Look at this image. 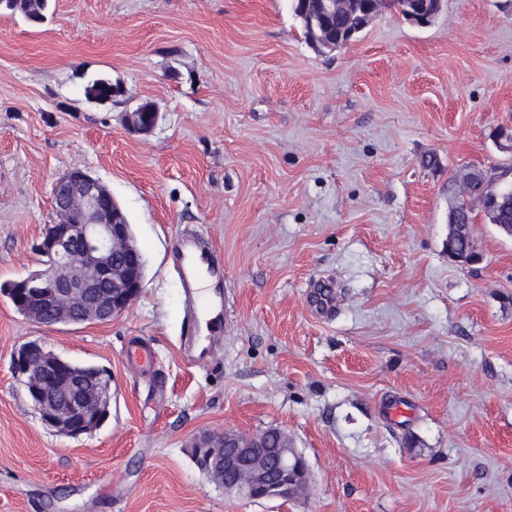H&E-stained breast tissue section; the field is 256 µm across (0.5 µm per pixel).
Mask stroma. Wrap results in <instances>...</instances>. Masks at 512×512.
I'll list each match as a JSON object with an SVG mask.
<instances>
[{
	"label": "stroma",
	"mask_w": 512,
	"mask_h": 512,
	"mask_svg": "<svg viewBox=\"0 0 512 512\" xmlns=\"http://www.w3.org/2000/svg\"><path fill=\"white\" fill-rule=\"evenodd\" d=\"M127 98L89 101L87 81ZM160 113L148 135L128 101ZM512 0L392 13L318 51L289 0H51L0 11V288L38 270L54 181L82 169L128 214L141 293L107 324L47 327L0 292V512H512V237L448 257L453 173L512 161ZM438 160L433 168L423 156ZM219 253L218 316L185 348L173 262ZM151 369L126 356L135 339ZM37 342L112 376L104 424L45 426L12 371ZM285 430L305 497L226 495L200 431ZM49 0H12L9 14L18 16L32 25H39L47 17ZM453 228V225H448V257L461 267H469L480 263L483 259V255L473 235V225L471 224L472 237L469 241V246L463 251H455L451 246V243L454 241L452 234Z\"/></svg>",
	"instance_id": "35a3bbf8"
}]
</instances>
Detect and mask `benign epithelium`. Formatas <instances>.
<instances>
[{
  "label": "benign epithelium",
  "mask_w": 512,
  "mask_h": 512,
  "mask_svg": "<svg viewBox=\"0 0 512 512\" xmlns=\"http://www.w3.org/2000/svg\"><path fill=\"white\" fill-rule=\"evenodd\" d=\"M159 121L155 107L137 104L124 113L132 133L150 134ZM55 219L35 245L43 267L4 289L15 309L46 326L106 324L127 311L141 292L144 275L119 257L136 248L112 192L81 169L53 185ZM461 267L482 261L472 238L462 251L448 247ZM17 376L43 423L76 438L99 429L109 415L112 378L103 370L78 369L44 347L26 344L13 361ZM259 434L226 429L193 439L196 460L224 493L249 500H292L304 496L310 473L304 457L286 445L268 448Z\"/></svg>",
  "instance_id": "7a95c632"
}]
</instances>
